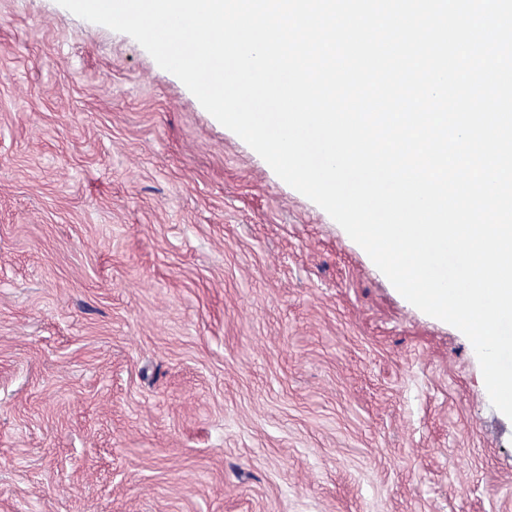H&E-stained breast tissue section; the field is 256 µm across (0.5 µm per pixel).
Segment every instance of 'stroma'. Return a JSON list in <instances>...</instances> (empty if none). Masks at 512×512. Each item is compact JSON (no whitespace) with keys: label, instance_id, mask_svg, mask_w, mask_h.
<instances>
[{"label":"stroma","instance_id":"35a3bbf8","mask_svg":"<svg viewBox=\"0 0 512 512\" xmlns=\"http://www.w3.org/2000/svg\"><path fill=\"white\" fill-rule=\"evenodd\" d=\"M0 512H512V419L133 38L0 0Z\"/></svg>","mask_w":512,"mask_h":512}]
</instances>
